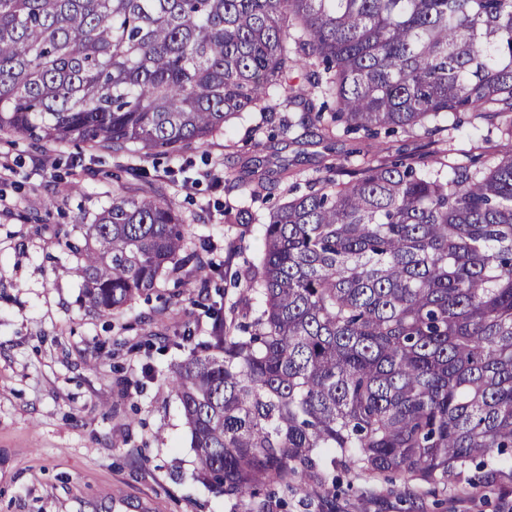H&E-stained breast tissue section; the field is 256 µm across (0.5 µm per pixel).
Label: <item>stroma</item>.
<instances>
[{"instance_id": "obj_1", "label": "stroma", "mask_w": 512, "mask_h": 512, "mask_svg": "<svg viewBox=\"0 0 512 512\" xmlns=\"http://www.w3.org/2000/svg\"><path fill=\"white\" fill-rule=\"evenodd\" d=\"M266 140L265 130L239 122L170 162L0 136L11 164L0 174V512H234L195 477L188 427L167 376L187 356L172 340L187 329L207 339L208 306L230 305L240 289L218 279L204 293L185 271L107 316L79 302L82 284L67 272L76 258L64 237L80 239L114 191L136 193L127 166L148 168L194 237L222 245L236 268L263 248L262 197L278 200L326 166L434 153L450 166L478 167L499 143L469 124L409 130L381 146L361 132L301 127L274 148ZM282 164L287 177L265 183L259 201L249 202L241 183ZM244 204L252 223L224 224V207ZM336 512H512V491L452 477L445 495L420 498L380 478L338 498Z\"/></svg>"}]
</instances>
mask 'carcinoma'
Wrapping results in <instances>:
<instances>
[{
  "instance_id": "cac0c4a2",
  "label": "carcinoma",
  "mask_w": 512,
  "mask_h": 512,
  "mask_svg": "<svg viewBox=\"0 0 512 512\" xmlns=\"http://www.w3.org/2000/svg\"><path fill=\"white\" fill-rule=\"evenodd\" d=\"M298 99L325 133L468 112L506 127L484 168L330 166L268 212L231 318L168 377L196 477L236 512L279 489L334 512L340 476L512 482V0H0V133L175 158ZM154 190L112 195L70 273L111 315L217 245Z\"/></svg>"
}]
</instances>
